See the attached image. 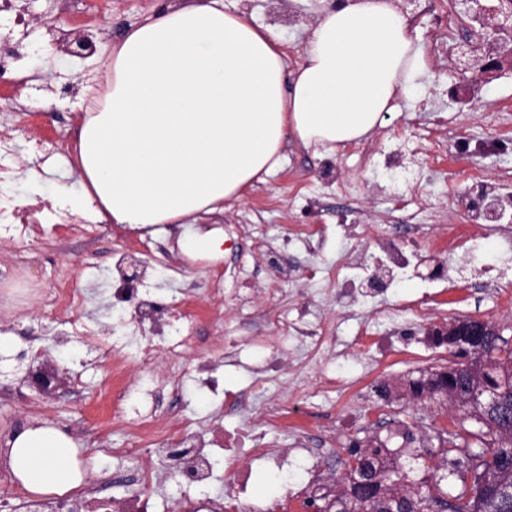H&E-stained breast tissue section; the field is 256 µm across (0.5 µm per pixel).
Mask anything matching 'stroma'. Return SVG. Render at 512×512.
Listing matches in <instances>:
<instances>
[{
  "instance_id": "obj_1",
  "label": "stroma",
  "mask_w": 512,
  "mask_h": 512,
  "mask_svg": "<svg viewBox=\"0 0 512 512\" xmlns=\"http://www.w3.org/2000/svg\"><path fill=\"white\" fill-rule=\"evenodd\" d=\"M193 0H109L103 12L91 15V27L71 18L70 0H21L31 17L30 42L35 47L26 71L47 109L30 111V99H19L14 124L19 142L37 141L50 157L39 163L20 151L15 162L21 198L36 196L51 202L78 193L76 153L78 130L88 99L85 89L103 87L104 64L128 30L170 5ZM230 11H242L271 27L289 65H296L305 46L307 29L336 0H224ZM400 7L426 52L425 67L414 95L400 96L382 127L357 146L336 153L289 141L281 167L265 182L249 188L243 198L225 203L223 213L204 217L208 226L224 228V253L190 261L177 242L193 232L190 224H163L152 234L115 224H101L87 233L80 224L29 225L24 238L0 237V333L11 345L0 350V442L24 425L54 422L79 447L77 459L85 480L109 479L111 474L134 473L144 465L162 473L154 493L172 506L187 492L178 477L168 475L160 459L140 455L124 463L106 456L109 448H127L167 426L170 413L195 421L204 435L259 419L263 391L252 388V364L278 353L284 371L269 383L280 392L284 427H266L268 438L291 449L295 473L289 488L272 483L261 466H253L249 491L236 498L227 465L218 462L211 485L196 496L261 512H302L301 502L312 489L331 484L343 488L345 462L351 443L373 437L390 438L391 448L409 446L423 457L433 475L449 470L439 438L461 422L463 412L445 399L417 400L406 393L407 377L448 366L447 346L435 345L431 325L455 318H481L502 326L512 336V270L496 269L473 275L455 286L430 281L435 266L456 274L467 260L446 229L476 235L482 251L499 256L507 250V233L487 223H473L459 204L470 189L489 183L499 193L512 191V72L486 84L461 72L454 55L435 57L427 49L444 26L457 22L451 0H401ZM69 39L90 38L97 50L68 54L59 49L57 27ZM67 94H59L62 85ZM496 142L497 151L479 152L481 141ZM324 228V240L310 251L297 238L302 225ZM431 227L428 238L412 229ZM404 252L430 254L431 263L410 268L407 277L374 289L351 306L337 302L341 285L336 265L349 253L372 259L379 241ZM169 256L167 267L155 266L149 247ZM278 252L293 271L292 279L277 277L266 261ZM132 255L142 263V288L161 301L180 299L193 314L192 346L180 364L159 357L149 366L134 363L141 340L133 308L115 314L110 308L115 262ZM83 296V313L94 333L60 343L53 322L41 312L40 299L61 273ZM224 276V296L212 298L209 279ZM255 314L296 316L300 305L310 307L308 325L332 336L323 355L307 362L299 343L284 340L272 329L250 325L241 302ZM386 308L390 319L378 311ZM238 342L234 366L223 369L225 389L247 394L250 408L226 414L221 396L198 389L187 370L195 356L219 349L225 339ZM30 350L50 357L67 371V383L57 396L46 398L23 387L29 364L19 358ZM148 373L161 385L177 387L172 412L154 413L149 400L131 404L117 399L119 389ZM389 382L391 400L379 398L375 387ZM305 431L330 442V473H306L294 434ZM410 433L403 442L402 433Z\"/></svg>"
}]
</instances>
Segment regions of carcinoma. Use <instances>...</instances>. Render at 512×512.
I'll list each match as a JSON object with an SVG mask.
<instances>
[{
    "label": "carcinoma",
    "instance_id": "obj_1",
    "mask_svg": "<svg viewBox=\"0 0 512 512\" xmlns=\"http://www.w3.org/2000/svg\"><path fill=\"white\" fill-rule=\"evenodd\" d=\"M500 345L498 337H487L485 359L476 369L441 368L406 381L416 398L422 395L416 388L421 380L435 383V392L427 393L430 398L450 387L474 396L492 389L502 403L498 409L478 400L464 404L465 419L472 425L461 423L442 439L445 453L460 452L448 460L456 480L448 486L442 476L409 480L397 451L376 439L368 448L351 452L357 465L345 473L351 481L349 494L343 500L325 495L314 499L319 512H386L398 498L403 512H436L440 506L448 512H512V500L501 494L512 490V351L500 358L495 355Z\"/></svg>",
    "mask_w": 512,
    "mask_h": 512
}]
</instances>
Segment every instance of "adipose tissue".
I'll list each match as a JSON object with an SVG mask.
<instances>
[{"instance_id":"ef3b65f1","label":"adipose tissue","mask_w":512,"mask_h":512,"mask_svg":"<svg viewBox=\"0 0 512 512\" xmlns=\"http://www.w3.org/2000/svg\"><path fill=\"white\" fill-rule=\"evenodd\" d=\"M423 67L393 0L324 10L293 69L271 29L224 0L168 8L113 45L104 90L87 87L82 191L64 203L132 230L194 225L183 254L220 255L224 232L198 227L201 216L275 171L289 139L328 153L365 139L416 92ZM5 444L28 493L81 485L78 447L58 426H26Z\"/></svg>"}]
</instances>
